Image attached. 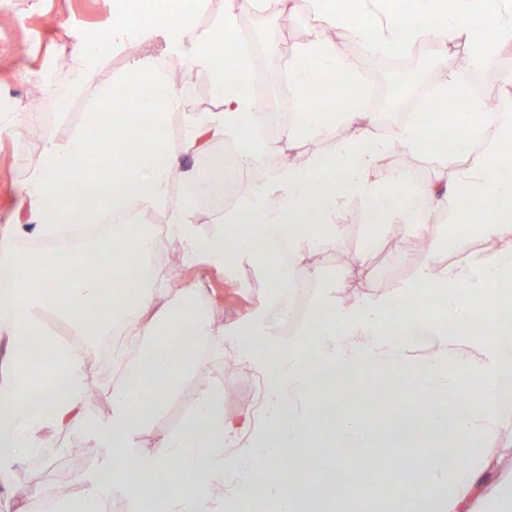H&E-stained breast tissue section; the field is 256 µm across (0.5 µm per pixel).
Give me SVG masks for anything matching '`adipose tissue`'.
Segmentation results:
<instances>
[{
  "mask_svg": "<svg viewBox=\"0 0 512 512\" xmlns=\"http://www.w3.org/2000/svg\"><path fill=\"white\" fill-rule=\"evenodd\" d=\"M347 30L368 54L413 55L426 43L471 47L477 66L497 60L512 46V0H248L254 12L272 2ZM206 0H115L112 27L86 42L82 76L91 81L98 64L97 45L127 47L162 37L168 49L205 64L216 78L223 107L207 113L189 129L181 151H173L166 119L177 95L163 70L150 62L132 65L120 89L100 92L103 111L85 115L86 130L72 142L46 136L38 161L25 181L27 218L0 225V492L13 494L16 462L53 447L57 434L79 431L107 454L93 477L94 491L63 496L52 512H109L115 486L145 512H215L224 492V475L238 482L235 495L244 512H300L308 499L312 512H402L408 485L420 488L415 512H512V480L494 493L480 494L483 475L493 461L474 449L512 428V112L491 109L482 96L466 92L455 72L434 87V99L458 103L455 112H422L401 119L386 131L362 121L364 77L352 58L333 42L315 39L293 48L288 58V90L300 108L281 131L280 143L262 130L279 122L251 93L252 72L241 56L236 0H226L215 28L192 27ZM338 75V94L311 100L309 89L324 72ZM136 99L135 108L112 111L117 95ZM342 125L347 134L332 152L304 163L280 166L238 206L225 213L228 224L263 225L264 233L236 245L220 235L199 236L193 214L178 207L168 235L185 255H203L211 263L260 265L267 297L261 310L276 314L298 278L309 252L345 245L344 217L360 205L368 223L408 224L412 237L431 252L447 243L445 226L466 224L498 247L490 259L471 260L434 271L423 266L396 293H369L345 304L320 306L322 320L305 318L310 344L290 341L261 351L270 380L271 414L264 434L224 457V439L249 429V421L224 419V387L200 382L195 411L181 430L159 447L139 446L136 435L163 409L181 386L195 378L197 346L224 339L200 312L194 296L161 300L147 272L144 230L113 226L110 235L86 238L78 250L59 248L69 214L83 223L101 215L152 211L168 205L171 177L182 167V153L198 151L203 138L237 139L244 164L296 147ZM445 157L446 163L423 188L426 207L415 206L406 182L379 180L373 169L394 148ZM468 153L469 163L451 159ZM277 207H270V200ZM46 241V249L19 251L20 237ZM55 314L79 336H107L122 326L141 343L109 391L106 418L87 412L89 392L84 347L45 336L43 320ZM432 349L421 352L419 340ZM413 393L402 400L413 412L416 396L430 399V411L418 415V430L402 429L401 415L377 413L365 418L348 403L344 391L368 381ZM328 409L331 429L309 433V411ZM465 434L449 466L444 442L434 434ZM396 438L390 456L398 463L396 483L377 491L372 464L380 453L373 435ZM336 449L335 479L313 477L299 450L306 438ZM292 462L283 468L282 459ZM361 468L348 470V459ZM134 466L122 470L123 460ZM194 474L188 484L185 474Z\"/></svg>",
  "mask_w": 512,
  "mask_h": 512,
  "instance_id": "adipose-tissue-1",
  "label": "adipose tissue"
}]
</instances>
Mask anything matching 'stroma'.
Returning a JSON list of instances; mask_svg holds the SVG:
<instances>
[{"instance_id":"1","label":"stroma","mask_w":512,"mask_h":512,"mask_svg":"<svg viewBox=\"0 0 512 512\" xmlns=\"http://www.w3.org/2000/svg\"><path fill=\"white\" fill-rule=\"evenodd\" d=\"M240 19L249 20L253 48L275 58L281 43L301 44L300 29L312 24L314 18L306 13L286 15L283 12H252L247 6L238 9ZM115 16L113 0H0V122L9 124L8 132L0 134V225L14 219L21 202V184L30 166L36 163L43 145L42 139L32 138L29 116V94L32 83L40 76L54 71L59 58L78 62L79 48L86 39L109 28ZM161 61L164 68H179L190 73L188 82L180 85L179 95L194 101L195 106L183 112L179 129H187L201 113L210 111L211 99L204 93L201 82L206 70L194 66L187 58L168 56L161 39L138 44L133 48H116L105 52L104 60L96 70L94 79L80 88H72L66 80H59L51 89L50 100L41 114L39 123L48 125L53 136L61 141L73 139L84 126L83 119L73 116L68 105L80 98L87 111L98 109V93L102 87L119 85L126 71L139 61ZM185 208L190 209L197 233L204 237L222 235L231 239H249L261 232L258 224H228L225 209L234 208L235 200L226 201L224 207L211 210L197 208L190 197H183ZM348 238L344 250L364 253L366 269L363 274L348 276L347 266L340 260L342 250L324 251L321 258H308L304 268L307 275H319L324 282L340 279L344 288L340 300L349 302L358 296L373 292L391 294L425 264L442 269L451 263H464L485 257L484 241L469 233H461L456 252L445 251L435 258L410 250L395 253L394 239L410 240V228L405 224H380L374 227L363 222L359 206H350L345 215ZM163 253L151 259L159 268L155 289L162 299H170L185 292H194L200 308L206 311L210 322L224 331V341L211 347L203 360V373L198 380L187 381L177 397L142 430L137 441L141 447L155 448L183 425L198 397V381L219 382L235 390L234 399L225 401V419H237L252 413L255 383L263 372L255 353L237 351L232 339L244 331L258 335L262 348H275L284 343V336L274 333L270 321L261 317L259 309L267 288L260 267H218L199 256L184 264L179 281L167 280L161 270L165 266V251L178 249L173 239H166ZM398 261H391V254ZM239 363L235 374L224 371L226 358ZM77 432L57 435L56 445L17 463L18 479L31 489L28 498L30 512H49L61 480H75V496L82 497L92 490L91 479L100 465L103 453L90 449L83 460L69 457L66 448L81 441Z\"/></svg>"}]
</instances>
